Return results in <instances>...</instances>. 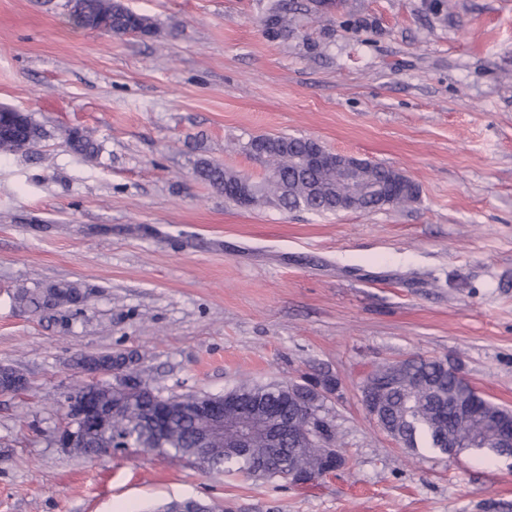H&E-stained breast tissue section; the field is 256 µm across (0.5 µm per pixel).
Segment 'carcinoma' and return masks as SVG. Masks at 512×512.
I'll list each match as a JSON object with an SVG mask.
<instances>
[{
  "label": "carcinoma",
  "mask_w": 512,
  "mask_h": 512,
  "mask_svg": "<svg viewBox=\"0 0 512 512\" xmlns=\"http://www.w3.org/2000/svg\"><path fill=\"white\" fill-rule=\"evenodd\" d=\"M81 17L102 19L108 23L110 32L119 33L129 27L143 28L148 32L156 29L152 18L135 13L116 0H77ZM266 31L274 38L288 35V17L280 0L274 2L264 20ZM21 126H11L0 133V154L26 152L33 149L43 137L42 127L31 115L23 118ZM275 141L288 144L285 149L274 148L265 153L268 167L264 177L257 182L258 200L271 203L283 209H306L318 213H332L329 198L336 193V175L329 170L313 169L301 175L297 171L298 158L303 156L308 143L302 138L275 136ZM67 144L74 152L93 156L98 151L91 136L74 131L67 137ZM198 176L219 190L224 197L235 204L239 198L226 191L237 182L239 175L224 169L218 163L203 160L197 167ZM88 292L78 283L64 282L48 286L23 288L15 296L19 307L32 314L44 316L61 313L77 304ZM409 372L400 374L399 364L392 363L374 370L377 381L385 385V406L389 421L401 430L409 448H417L423 443L440 453L446 451L448 438L442 435L444 419L456 417L458 406L466 403L460 395L459 380L453 368L441 360L421 359L408 365ZM93 400L104 407L114 409L110 432H97L81 448H74L71 454L92 458L97 451L108 448H153L154 435L140 427L154 411L158 394L150 391L131 401L121 392L112 388V382L99 381L92 388ZM239 405L245 407L258 397L279 399L280 384H244L230 390ZM182 401L171 406L166 420V440L158 447V452L173 460H190L199 467L227 475L242 476L247 479H270L276 471L261 470L260 460L265 458L274 464L290 456L291 449L270 457V450L257 448L251 454L228 453L224 458L202 463L195 459L196 448L192 442L195 428L201 417L188 414L195 401L205 399L197 393L181 394ZM471 408L475 423L487 428L488 437L512 430V410L488 400H473Z\"/></svg>",
  "instance_id": "1"
}]
</instances>
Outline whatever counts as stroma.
Returning a JSON list of instances; mask_svg holds the SVG:
<instances>
[{"label":"stroma","mask_w":512,"mask_h":512,"mask_svg":"<svg viewBox=\"0 0 512 512\" xmlns=\"http://www.w3.org/2000/svg\"><path fill=\"white\" fill-rule=\"evenodd\" d=\"M154 35L72 28L68 0H0V106L44 129L0 154V512H512V461L400 445L367 414L376 367L441 359L512 410V0H122ZM100 151L72 152L69 132ZM262 135L392 167L416 198L372 212L240 207L206 159L261 179ZM90 287L68 326L13 294ZM136 351L154 391L334 385L346 463L306 485L206 473L140 449L59 448L86 352ZM266 31L273 38L288 35V17L281 1L274 2L264 20Z\"/></svg>","instance_id":"stroma-1"}]
</instances>
